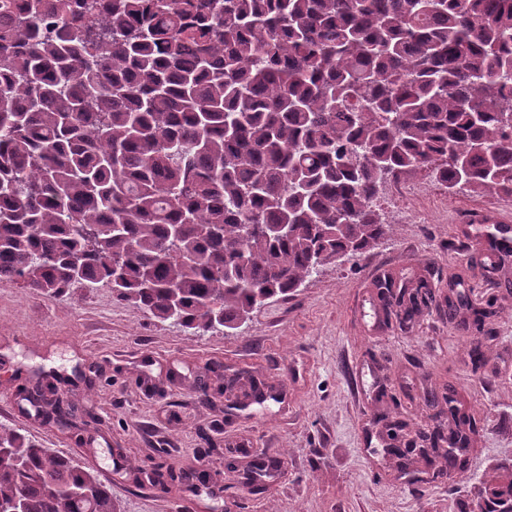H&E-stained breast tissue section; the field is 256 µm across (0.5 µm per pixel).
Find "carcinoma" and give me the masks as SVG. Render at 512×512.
<instances>
[{"instance_id": "1", "label": "carcinoma", "mask_w": 512, "mask_h": 512, "mask_svg": "<svg viewBox=\"0 0 512 512\" xmlns=\"http://www.w3.org/2000/svg\"><path fill=\"white\" fill-rule=\"evenodd\" d=\"M92 5L0 0V280L229 332L381 238L390 179L512 195V0ZM0 512L120 505L0 427Z\"/></svg>"}]
</instances>
